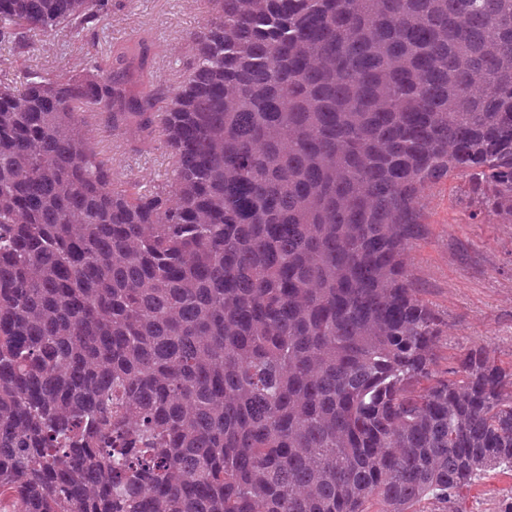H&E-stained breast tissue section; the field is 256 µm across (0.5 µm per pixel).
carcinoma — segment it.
Segmentation results:
<instances>
[{
  "mask_svg": "<svg viewBox=\"0 0 512 512\" xmlns=\"http://www.w3.org/2000/svg\"><path fill=\"white\" fill-rule=\"evenodd\" d=\"M192 66L146 41L0 84V512H417L512 476V365L435 373L407 254L469 178L512 224V0H211ZM108 0H0V44ZM100 112L173 176L114 185Z\"/></svg>",
  "mask_w": 512,
  "mask_h": 512,
  "instance_id": "obj_1",
  "label": "carcinoma"
}]
</instances>
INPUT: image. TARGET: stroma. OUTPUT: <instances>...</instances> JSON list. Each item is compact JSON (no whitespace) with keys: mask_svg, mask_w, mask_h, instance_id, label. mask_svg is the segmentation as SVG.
<instances>
[{"mask_svg":"<svg viewBox=\"0 0 512 512\" xmlns=\"http://www.w3.org/2000/svg\"><path fill=\"white\" fill-rule=\"evenodd\" d=\"M102 24L82 39L37 41L34 51L16 55L0 45V79L23 72H80L90 54L119 53L140 38L153 44V61L144 83L170 89L190 63L189 36L207 18L209 0H108ZM87 133L109 158L115 183L150 189L172 176L171 150L157 138L147 151L121 146L104 120L91 121ZM468 181L454 176L424 192L427 233L408 252L423 300L443 323L435 370L446 374L456 358L482 348L512 362V224L473 223ZM512 503V477L491 475L466 494L467 512H503Z\"/></svg>","mask_w":512,"mask_h":512,"instance_id":"stroma-1","label":"stroma"}]
</instances>
